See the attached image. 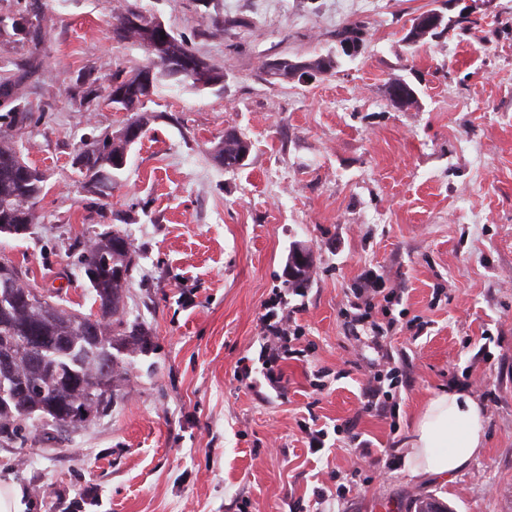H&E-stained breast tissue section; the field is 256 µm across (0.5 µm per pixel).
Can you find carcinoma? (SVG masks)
I'll return each mask as SVG.
<instances>
[{
  "label": "carcinoma",
  "instance_id": "carcinoma-1",
  "mask_svg": "<svg viewBox=\"0 0 512 512\" xmlns=\"http://www.w3.org/2000/svg\"><path fill=\"white\" fill-rule=\"evenodd\" d=\"M11 27L16 41L28 47V55L15 68L0 67V99L12 103H24L27 97L24 86L40 70L42 59L40 47L47 34L46 17L37 4H32L31 13L11 18L6 25L0 19V31ZM124 39L137 42L148 54L146 63L129 71H117L112 75V85L107 96L118 90H125L120 108L133 113L127 126L143 127L146 117L140 114L150 97L141 90L144 74H152V93H157L162 82L169 80L168 73L159 63L162 56L175 47L195 58L197 54L183 36L172 29L157 36L151 44L144 42L141 33L129 31ZM337 41H363V25L354 22L336 30ZM338 60L331 55L319 56L305 63V69L327 74L335 70ZM79 102L86 107L97 103L100 95L95 81L82 79L76 85ZM389 96L401 105L409 104L414 98V90L404 81L397 80L388 86ZM34 117L31 111L16 116V113L3 110L0 124L18 130L30 125ZM132 142L121 133L109 131L101 133L87 148L93 161L86 164V170L94 167L107 171L112 180H117L122 169L112 168V159L129 153ZM249 143L234 131L224 132V139L216 149V159L226 170L240 167L241 158L248 154ZM22 154L18 145L0 136V233L21 236L28 233L31 225L37 223L36 205L43 195L46 177L37 167L25 163V169H13L4 165L2 159ZM81 268L88 281V288L97 305V335L85 336L77 330H69L73 314L62 310L57 304L48 302L30 308H15L6 300H0V348L14 347L15 375L17 380H0V438L15 437L19 423L39 416L56 425L67 426V419L74 407L85 406L87 417L71 428L81 429L93 422L98 415L107 411L119 396V386L123 380L124 357L148 348L147 332L137 321L129 322L118 317L124 307L133 255L130 242L118 231H105L97 240L87 246L81 254ZM313 262L302 264L298 253L288 257V279L290 288L302 290L309 286ZM22 271L9 262H0V295L6 291L14 294L32 292L21 282ZM42 338L44 361L40 365L29 363L22 338L29 334ZM112 371V393L105 400L89 397L88 389L99 378L103 367ZM31 379L40 382L41 391L29 393L25 399L17 400L14 387ZM405 512H450L448 507L429 495L412 502Z\"/></svg>",
  "mask_w": 512,
  "mask_h": 512
}]
</instances>
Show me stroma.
<instances>
[{"label": "stroma", "instance_id": "obj_1", "mask_svg": "<svg viewBox=\"0 0 512 512\" xmlns=\"http://www.w3.org/2000/svg\"><path fill=\"white\" fill-rule=\"evenodd\" d=\"M49 21L45 70L27 96L36 125L13 132L45 171L31 233L0 234V258L27 287L90 312L77 258L98 233L127 235L136 266L125 316L148 352L129 358L118 403L84 429L46 440L39 421L0 441V474L30 512H392L432 495L452 512H512V0H139L148 14L224 67L222 87L163 88L111 195L83 192L81 143L130 115L89 111L67 88L108 86L146 50L115 43L110 5L38 0ZM445 29L411 44L415 17ZM360 21L364 46L308 82L272 79L267 60L336 53L338 27ZM402 79L412 104L390 101ZM247 139L224 170L225 131ZM307 247L312 283L288 296L308 348L263 378L259 325L290 251ZM402 296L381 349L355 340L342 310L366 279ZM427 322L412 337L410 320ZM252 369V383L236 369ZM397 368L398 421L363 409L371 371ZM468 388L485 409V448L449 480L404 464L413 420L436 393ZM339 426L313 454L308 414ZM370 443L362 456L359 441ZM354 480L346 497L338 484ZM324 489L326 500L313 492Z\"/></svg>", "mask_w": 512, "mask_h": 512}]
</instances>
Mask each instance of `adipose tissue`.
I'll list each match as a JSON object with an SVG mask.
<instances>
[{"instance_id": "obj_1", "label": "adipose tissue", "mask_w": 512, "mask_h": 512, "mask_svg": "<svg viewBox=\"0 0 512 512\" xmlns=\"http://www.w3.org/2000/svg\"><path fill=\"white\" fill-rule=\"evenodd\" d=\"M484 408L462 387L436 394L417 416L406 465L412 475L452 476L484 448Z\"/></svg>"}]
</instances>
